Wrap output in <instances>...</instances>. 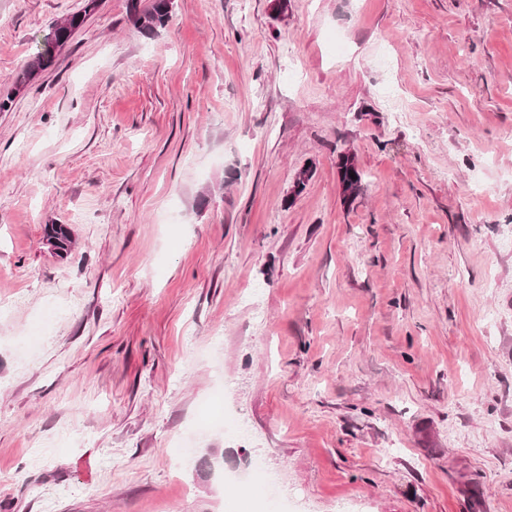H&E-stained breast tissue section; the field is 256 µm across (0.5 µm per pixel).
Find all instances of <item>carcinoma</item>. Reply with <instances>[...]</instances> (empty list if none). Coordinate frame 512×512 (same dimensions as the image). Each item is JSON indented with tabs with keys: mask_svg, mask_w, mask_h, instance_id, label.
Instances as JSON below:
<instances>
[{
	"mask_svg": "<svg viewBox=\"0 0 512 512\" xmlns=\"http://www.w3.org/2000/svg\"><path fill=\"white\" fill-rule=\"evenodd\" d=\"M174 0H151L141 9L138 0H130L129 12L134 26L143 33L151 34L167 26L172 17ZM101 0H83L79 11L54 20L38 41L37 51L30 61L18 71L12 85L0 94V112L10 107L16 94L31 87L39 74L55 65L56 59L67 48L85 21L100 8ZM355 177H350V173ZM338 176L341 178L343 201L354 202L364 189L363 173L351 153L343 154L338 162ZM46 239L54 241L56 255L66 257L73 246L68 228L63 224H47L44 227Z\"/></svg>",
	"mask_w": 512,
	"mask_h": 512,
	"instance_id": "obj_1",
	"label": "carcinoma"
}]
</instances>
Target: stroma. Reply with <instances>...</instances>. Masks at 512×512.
<instances>
[{"label": "stroma", "instance_id": "obj_1", "mask_svg": "<svg viewBox=\"0 0 512 512\" xmlns=\"http://www.w3.org/2000/svg\"><path fill=\"white\" fill-rule=\"evenodd\" d=\"M128 2L0 112V512H512V0ZM174 0H151V4L140 9L138 0H130L129 12L134 26L142 33L152 34L167 26L172 17ZM337 168L338 178L340 176L343 184L341 191L343 201L352 203L364 189L363 173L358 168L355 157L351 153H345L340 157ZM351 172L355 173L356 179L350 177ZM46 239L53 240L56 255L66 257L73 246V239L65 224H48L44 227Z\"/></svg>", "mask_w": 512, "mask_h": 512}]
</instances>
